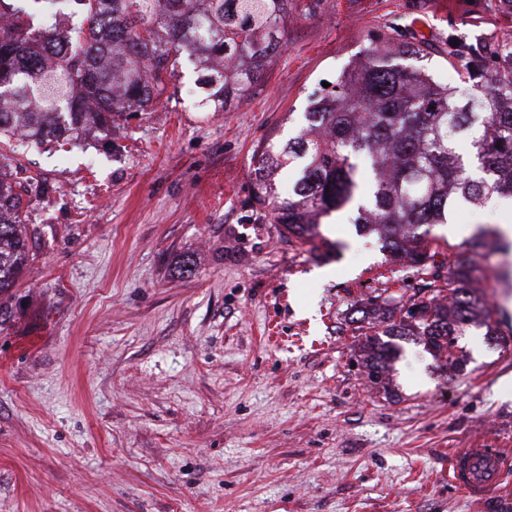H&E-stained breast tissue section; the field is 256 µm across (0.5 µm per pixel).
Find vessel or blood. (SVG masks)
<instances>
[{
  "mask_svg": "<svg viewBox=\"0 0 512 512\" xmlns=\"http://www.w3.org/2000/svg\"><path fill=\"white\" fill-rule=\"evenodd\" d=\"M505 459L495 448H463L453 463V481L470 492L482 494L502 481Z\"/></svg>",
  "mask_w": 512,
  "mask_h": 512,
  "instance_id": "b4317fda",
  "label": "vessel or blood"
}]
</instances>
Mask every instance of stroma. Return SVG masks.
Masks as SVG:
<instances>
[{"label":"stroma","mask_w":512,"mask_h":512,"mask_svg":"<svg viewBox=\"0 0 512 512\" xmlns=\"http://www.w3.org/2000/svg\"><path fill=\"white\" fill-rule=\"evenodd\" d=\"M401 27L512 35L500 0H290L284 45L248 97L199 106L182 62L166 98L79 147L23 146L29 253L0 294V512H512L448 477L462 448L512 452V291L492 342L469 328L463 373L400 340L386 387L359 362L353 319L422 279L347 210L320 226L329 252L287 238L250 192L256 147L305 124L311 95ZM511 224L512 199L432 227L458 252L477 225Z\"/></svg>","instance_id":"obj_1"}]
</instances>
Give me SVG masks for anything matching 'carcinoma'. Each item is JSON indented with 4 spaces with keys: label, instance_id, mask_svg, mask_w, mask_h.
<instances>
[{
    "label": "carcinoma",
    "instance_id": "cac0c4a2",
    "mask_svg": "<svg viewBox=\"0 0 512 512\" xmlns=\"http://www.w3.org/2000/svg\"><path fill=\"white\" fill-rule=\"evenodd\" d=\"M71 2L80 22L35 30L24 10L0 0L1 144H67L107 130L161 99L183 56L198 72L201 106L222 111L263 78L288 19V0ZM405 56L423 59L424 49L394 27L369 39L361 61L310 103L299 134L271 135L253 155L254 201L298 241L329 245L321 219L354 203L359 233L399 260L431 265L400 321L365 335L374 385L394 356L384 336H414L445 368L463 371L458 337L477 320L491 326L494 311L469 288L475 262L458 252L437 264L424 240L460 207L512 197V38L479 52L467 36H451L443 59L456 86L402 64ZM286 167L298 178L282 199L275 177ZM33 188L30 178H0V293L27 258L24 197ZM498 238L489 226L469 246L494 247Z\"/></svg>",
    "mask_w": 512,
    "mask_h": 512
}]
</instances>
